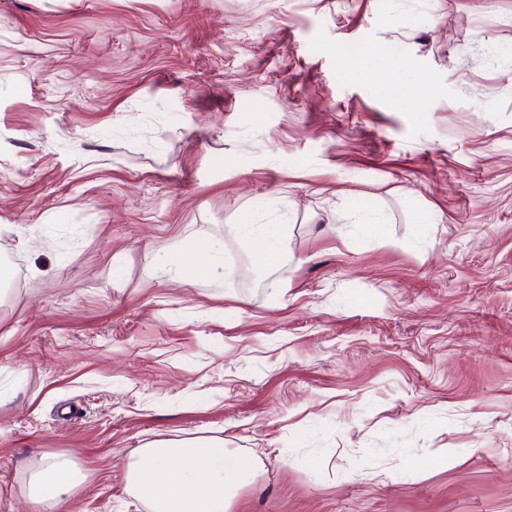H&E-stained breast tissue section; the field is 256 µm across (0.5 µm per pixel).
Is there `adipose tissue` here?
<instances>
[{"instance_id": "ef3b65f1", "label": "adipose tissue", "mask_w": 512, "mask_h": 512, "mask_svg": "<svg viewBox=\"0 0 512 512\" xmlns=\"http://www.w3.org/2000/svg\"><path fill=\"white\" fill-rule=\"evenodd\" d=\"M284 225L242 224L239 234L262 246L266 266L284 255ZM257 463L225 448L223 437L161 438L137 449L125 472L127 492L148 512H231L239 489L253 483ZM81 477L75 468L54 455L35 465L27 498V512H68Z\"/></svg>"}]
</instances>
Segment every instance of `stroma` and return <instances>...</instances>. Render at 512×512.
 <instances>
[{
    "label": "stroma",
    "instance_id": "stroma-1",
    "mask_svg": "<svg viewBox=\"0 0 512 512\" xmlns=\"http://www.w3.org/2000/svg\"><path fill=\"white\" fill-rule=\"evenodd\" d=\"M4 257L0 512L211 434L233 512H512V0H0ZM241 224L238 233L262 245V256L267 267L277 265L284 255V224ZM157 253L162 255L163 258L168 257L171 263L179 268L177 271L189 269L196 273L209 275L218 268L215 263H208L202 266L199 265L194 254L185 253L182 249L172 244L160 245L157 249ZM80 484L81 477L69 462L42 456L31 475L27 512H67Z\"/></svg>",
    "mask_w": 512,
    "mask_h": 512
}]
</instances>
